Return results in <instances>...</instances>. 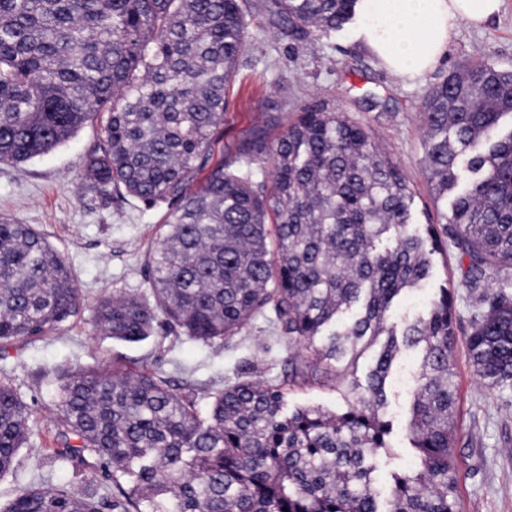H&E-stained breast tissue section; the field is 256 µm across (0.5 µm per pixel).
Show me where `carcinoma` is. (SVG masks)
<instances>
[{"instance_id":"cac0c4a2","label":"carcinoma","mask_w":512,"mask_h":512,"mask_svg":"<svg viewBox=\"0 0 512 512\" xmlns=\"http://www.w3.org/2000/svg\"><path fill=\"white\" fill-rule=\"evenodd\" d=\"M359 0H264L296 41L356 19ZM252 0H0V164L71 139L90 118L87 174L103 196L166 205L150 253V297L101 299L94 331L136 343L166 327L224 342L257 317L288 347V387L344 391V406L288 407L281 385L217 389L209 417L159 370L79 368L58 385L54 454L112 473V497L20 490L0 512H461L454 301L437 288L422 315L402 298L434 277L441 235L469 259L478 308L466 338L477 377L512 387V70L473 61L421 103L443 229H414L400 164L343 112L283 101L224 152L226 91ZM271 163L270 172L256 165ZM84 298L31 224L0 217V344L46 336ZM373 359L365 377L357 363ZM417 371L406 419L415 465L380 499L369 460L390 447L395 368ZM31 412L0 382V476L29 441Z\"/></svg>"}]
</instances>
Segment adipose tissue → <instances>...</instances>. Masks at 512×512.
Returning a JSON list of instances; mask_svg holds the SVG:
<instances>
[{
	"instance_id": "obj_1",
	"label": "adipose tissue",
	"mask_w": 512,
	"mask_h": 512,
	"mask_svg": "<svg viewBox=\"0 0 512 512\" xmlns=\"http://www.w3.org/2000/svg\"><path fill=\"white\" fill-rule=\"evenodd\" d=\"M367 21L360 36L380 64L396 76L439 65L460 24L480 25L502 0H363Z\"/></svg>"
}]
</instances>
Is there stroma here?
<instances>
[{"instance_id": "stroma-1", "label": "stroma", "mask_w": 512, "mask_h": 512, "mask_svg": "<svg viewBox=\"0 0 512 512\" xmlns=\"http://www.w3.org/2000/svg\"><path fill=\"white\" fill-rule=\"evenodd\" d=\"M357 33V25L351 24L308 46L270 28L264 12L255 11L238 76L227 93L224 144L231 147L244 139L266 120L273 104L285 99L345 113L368 126L378 144L403 167L414 194L417 226L436 223L445 203L435 199L427 178L421 101L434 84L467 62L487 58L512 69V0H503L500 13L481 27L460 25L438 67L422 75H391ZM99 137L98 121L90 120L50 153L18 167L0 164V215L35 225L64 257L85 297L80 315L50 335L0 346V381L31 410L30 440L20 449L13 469L0 477L2 506L20 489L44 481L75 491L90 485L102 497L112 494L110 477L75 474L64 460L37 463L42 449L53 445L58 377L64 371L116 359L152 366L163 371L176 394L194 393L203 414L210 408L212 385L233 383L249 372L272 384L285 376V343L261 317L225 346L163 332L140 343L95 334L98 299L116 290L148 293L149 256L163 213L162 208L105 197L89 187L85 167ZM461 261L450 243L435 257L436 284L454 289L460 397L456 452L463 460V512H512V390L486 389L470 366L464 338L474 303L464 285ZM415 367V357L406 356L391 384V446L373 458L375 486L382 496L392 474L413 465L405 448L404 423Z\"/></svg>"}]
</instances>
